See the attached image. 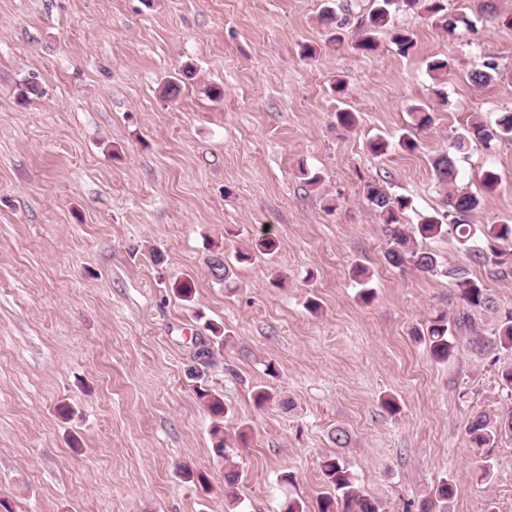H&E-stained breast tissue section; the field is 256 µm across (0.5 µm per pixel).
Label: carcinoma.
<instances>
[{"label":"carcinoma","instance_id":"cac0c4a2","mask_svg":"<svg viewBox=\"0 0 512 512\" xmlns=\"http://www.w3.org/2000/svg\"><path fill=\"white\" fill-rule=\"evenodd\" d=\"M368 25L371 28L384 27L391 21V6L394 0H374ZM409 9H421L428 16L435 18L441 26L453 32L457 20L446 14V0H404ZM393 44L398 53L405 56L415 45L413 33L406 30H394ZM497 74V64L488 61L483 68L471 73L470 80L476 86H487ZM489 142L493 139H512V112H504L496 121L495 128L489 130L481 123H472L463 129L448 150L436 155L431 162L434 177L439 187L445 190L447 210L437 215H427L416 224L402 222L404 212L411 202L406 197L394 195L385 186L368 182L364 185L365 198L380 221L382 234L387 248V261L395 266L406 262L412 263L420 271L430 275H441L458 289L467 307L478 311H497V302L485 284L470 277L467 269L453 266L440 259V256L425 251L417 246V238L432 239L451 235L456 242L470 254L472 261L489 268L490 274L498 279L512 277V221L503 224H474L473 213L480 207L479 197L465 191L452 188L458 176L456 154L472 140ZM277 249L275 239L266 236L256 241L254 248L239 252L237 261L247 262L255 254H272ZM224 253L214 250L206 265L211 275L222 283L228 282L233 271L231 265L223 261ZM469 316L465 315L455 322L448 321L445 315L431 319L423 336L430 354L437 360H446L453 354L455 339L451 326L466 324ZM473 344L480 350L512 351V311L501 318L499 326L491 336H477ZM197 394L212 415L222 417L226 413L223 399L205 387H199ZM468 433L473 447L491 449L499 440L512 439V410L505 414L490 415L480 411L473 415L468 425ZM214 453L216 457L228 462L225 466L224 480L232 489L240 478L239 471L229 464L226 454V438L221 427L213 430ZM321 472L325 483L332 487L333 493L321 497L318 512H380L377 501L361 493L356 479L345 463L337 456H329L322 461Z\"/></svg>","mask_w":512,"mask_h":512}]
</instances>
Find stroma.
Wrapping results in <instances>:
<instances>
[{
    "label": "stroma",
    "instance_id": "1",
    "mask_svg": "<svg viewBox=\"0 0 512 512\" xmlns=\"http://www.w3.org/2000/svg\"><path fill=\"white\" fill-rule=\"evenodd\" d=\"M480 2L448 0L471 20L452 34L395 5L393 28L416 38L402 56L393 28L358 49L373 0H0V512H229L190 375L208 321L224 328L203 371L229 410L242 512H279L288 496L316 512L332 453L381 512H426L443 479L448 512H512V441L485 460L467 432L476 412L512 410L499 380L512 354L472 342L512 311V278L490 277L452 237L422 242L498 304L470 313L435 361L416 329L466 304L447 278L387 262L363 196L377 181L407 197L408 224L444 212L432 157L470 122L512 112V0H492L493 20ZM328 7L341 28L322 23ZM435 57L448 61L437 79ZM490 59L498 78L474 86ZM417 105L428 128L414 126ZM409 129L411 152L398 145ZM376 136L390 142L379 157ZM457 166L458 186L483 199L474 223L512 219V141L471 142ZM265 229L276 252L234 263ZM212 249L234 264L231 288L205 264ZM186 279L189 302L172 292ZM259 386L274 394L261 408Z\"/></svg>",
    "mask_w": 512,
    "mask_h": 512
}]
</instances>
